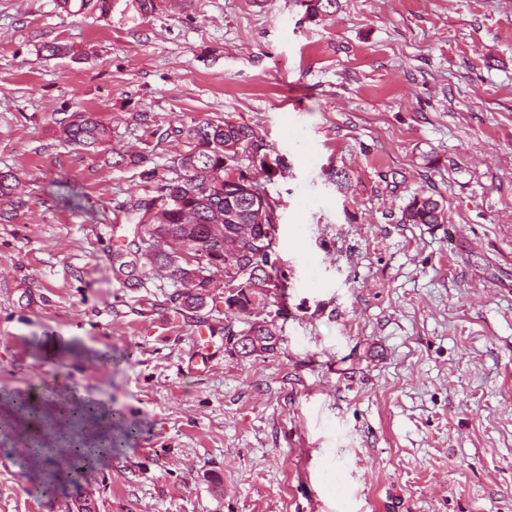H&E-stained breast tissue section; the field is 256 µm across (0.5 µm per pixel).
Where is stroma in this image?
Masks as SVG:
<instances>
[{
	"label": "stroma",
	"instance_id": "1",
	"mask_svg": "<svg viewBox=\"0 0 512 512\" xmlns=\"http://www.w3.org/2000/svg\"><path fill=\"white\" fill-rule=\"evenodd\" d=\"M83 110L111 153L140 149L143 113L264 140L277 354L201 336L170 279H115L113 201L141 181L63 141ZM0 171L26 199L0 223V398L141 427L75 485L0 436V512H512V0H169L135 22L0 0ZM63 173L86 210L57 204ZM417 192L446 223H401Z\"/></svg>",
	"mask_w": 512,
	"mask_h": 512
}]
</instances>
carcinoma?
<instances>
[{
    "mask_svg": "<svg viewBox=\"0 0 512 512\" xmlns=\"http://www.w3.org/2000/svg\"><path fill=\"white\" fill-rule=\"evenodd\" d=\"M160 0H80L78 9L94 20H108L118 5L120 15L146 19L156 14ZM139 120L150 138L180 140L183 150L165 165L153 162L152 153L143 151L126 156L116 154L113 166L128 165L138 170L144 192L115 202L116 214L130 225L124 242L112 249V272L126 288H142L167 273L175 286L169 301L175 312L190 322L214 332L209 318L215 312L243 313L252 318L249 327L236 330L224 322V336L256 337L245 357L275 354L282 342L277 325L281 310L270 313L276 292L287 298L286 277L275 250L277 232L276 203L263 195L257 180L244 175L228 189L230 171H242V161L267 150L255 131L229 117L205 115L190 122L180 121L163 128L147 114ZM67 143L97 151L111 138V129L91 114L73 112L60 119ZM56 199L62 206L80 210L85 196L68 182H57ZM15 198L25 204L20 181L11 172H0V201ZM403 224L438 225L447 222L444 198L417 193L401 212ZM170 241L179 250L208 257L232 254L231 269L214 277L199 261L176 266V253L163 250L159 242ZM237 289L235 297L224 299V288ZM119 435L112 440V450L119 443L139 433L135 423L112 422Z\"/></svg>",
    "mask_w": 512,
    "mask_h": 512,
    "instance_id": "1",
    "label": "carcinoma"
}]
</instances>
